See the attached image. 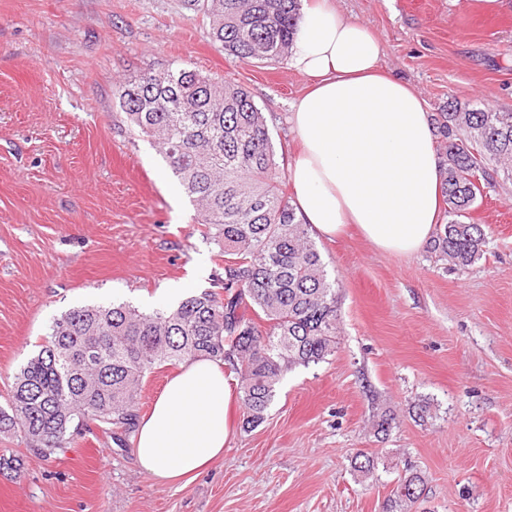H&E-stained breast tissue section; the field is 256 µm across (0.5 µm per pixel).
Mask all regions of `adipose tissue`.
Listing matches in <instances>:
<instances>
[{
  "mask_svg": "<svg viewBox=\"0 0 512 512\" xmlns=\"http://www.w3.org/2000/svg\"><path fill=\"white\" fill-rule=\"evenodd\" d=\"M381 45L342 18L332 0H309L289 65L310 84L289 121L301 148L288 167L299 219L320 236L355 224L378 249H424L438 222L440 174L431 117L408 83L384 73ZM224 366L183 365L135 435V459L158 482L200 475L223 458L231 429Z\"/></svg>",
  "mask_w": 512,
  "mask_h": 512,
  "instance_id": "1",
  "label": "adipose tissue"
}]
</instances>
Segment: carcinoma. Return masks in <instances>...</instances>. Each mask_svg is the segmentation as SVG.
Masks as SVG:
<instances>
[{"label":"carcinoma","instance_id":"1","mask_svg":"<svg viewBox=\"0 0 512 512\" xmlns=\"http://www.w3.org/2000/svg\"><path fill=\"white\" fill-rule=\"evenodd\" d=\"M187 5L209 18L225 53L247 62H277L291 53L301 18V0ZM118 93L130 125L157 144L207 235L224 247L223 293L203 291L150 314L112 303L53 319L0 406V429L19 431L44 456L67 447L71 430L91 424L116 438L134 432L145 374L200 356L238 375L245 425L255 427L284 375L336 349L335 283L281 189L284 168L249 90L177 67L145 72L121 83ZM433 126L448 220L436 225L432 249L464 268L486 245L483 225L466 221L469 211L498 177L512 181V112L451 99ZM423 484L420 473L405 472L386 512H404Z\"/></svg>","mask_w":512,"mask_h":512}]
</instances>
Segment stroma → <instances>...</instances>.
<instances>
[{"label":"stroma","mask_w":512,"mask_h":512,"mask_svg":"<svg viewBox=\"0 0 512 512\" xmlns=\"http://www.w3.org/2000/svg\"><path fill=\"white\" fill-rule=\"evenodd\" d=\"M334 2L429 112L451 97L512 112V0ZM178 65L245 86L293 158L288 115L306 77L224 54L184 0H0V406L54 318L172 308L168 289L198 294L223 276L219 246L117 95ZM470 217L488 242L465 268L428 248L378 250L353 226L316 238L336 279L335 352L288 372L258 427L233 402L235 435L206 473L155 482L132 441L94 426L47 457L0 432V456L21 460L0 471V512H382L409 467L424 478L414 512H512V183L486 189ZM360 453L375 459L369 475L351 467Z\"/></svg>","instance_id":"stroma-1"}]
</instances>
